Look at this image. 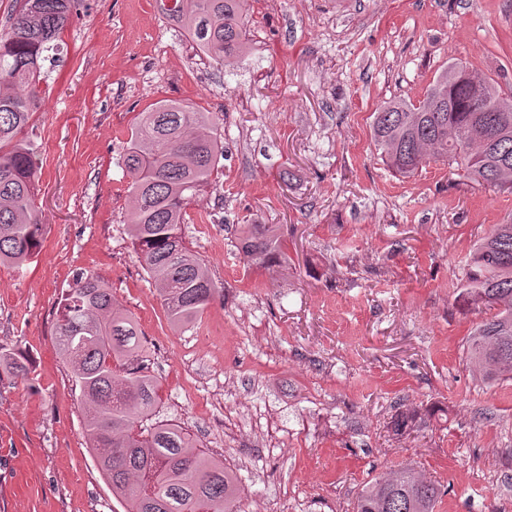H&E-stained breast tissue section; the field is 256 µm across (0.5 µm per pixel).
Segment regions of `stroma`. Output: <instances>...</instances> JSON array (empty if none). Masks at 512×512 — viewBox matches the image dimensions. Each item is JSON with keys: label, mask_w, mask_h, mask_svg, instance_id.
I'll list each match as a JSON object with an SVG mask.
<instances>
[{"label": "stroma", "mask_w": 512, "mask_h": 512, "mask_svg": "<svg viewBox=\"0 0 512 512\" xmlns=\"http://www.w3.org/2000/svg\"><path fill=\"white\" fill-rule=\"evenodd\" d=\"M249 50L223 66L156 0H90L46 59L27 130L47 233L0 266V512H123L89 453L57 353L58 309L94 272L137 321L156 417L237 472L243 512H353L362 485L411 466L447 492L436 512H512V379L476 376L481 314L457 297L474 243L512 223V191L444 162L394 175L372 114L421 101L460 63L512 93V0H247ZM212 113L224 170L185 234L223 298L169 323L125 233L123 155L139 112ZM274 224L287 260L247 264L244 225ZM413 412L411 434L395 435ZM0 367L6 375L12 378H25L29 373V364L13 352L3 351L0 347Z\"/></svg>", "instance_id": "obj_1"}]
</instances>
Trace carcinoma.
Returning a JSON list of instances; mask_svg holds the SVG:
<instances>
[{"instance_id":"cac0c4a2","label":"carcinoma","mask_w":512,"mask_h":512,"mask_svg":"<svg viewBox=\"0 0 512 512\" xmlns=\"http://www.w3.org/2000/svg\"><path fill=\"white\" fill-rule=\"evenodd\" d=\"M158 0L168 23L203 55L228 66L250 46L246 0ZM0 32V264L23 268L42 247L45 225L36 206L37 167L26 129L38 107L37 84L45 53L87 0H15ZM453 64L429 86L444 106L428 112L390 101L374 112L371 137L393 172L410 176L431 161L481 185L512 189V112H475L501 91L481 90L454 76ZM224 142L208 112L162 101L139 113L125 156L130 208L127 234L163 301L169 322L189 329L219 296L204 260L186 240L187 209L213 182ZM238 250L269 268L287 259L273 224H247ZM458 296L469 311L495 310L466 341L469 364L494 383L512 376V224H495L473 249ZM57 350L71 370L88 414L85 438L102 478L124 512H241L239 478L202 450L178 425L152 421L158 384L145 371V346L133 318L111 285L81 273L60 304ZM0 370L24 378L29 364L0 347ZM150 425H144V422ZM440 485L410 467L364 485L356 512H435Z\"/></svg>"}]
</instances>
